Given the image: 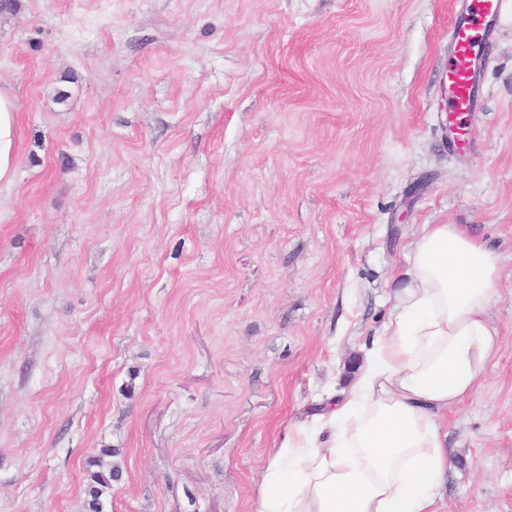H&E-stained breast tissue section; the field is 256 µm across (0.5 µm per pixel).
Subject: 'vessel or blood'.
<instances>
[{
    "mask_svg": "<svg viewBox=\"0 0 512 512\" xmlns=\"http://www.w3.org/2000/svg\"><path fill=\"white\" fill-rule=\"evenodd\" d=\"M504 0H471L469 19L456 22L451 36V49L456 59L448 72V112L461 118L473 105L475 71L470 60L476 59L489 42L490 26Z\"/></svg>",
    "mask_w": 512,
    "mask_h": 512,
    "instance_id": "obj_1",
    "label": "vessel or blood"
}]
</instances>
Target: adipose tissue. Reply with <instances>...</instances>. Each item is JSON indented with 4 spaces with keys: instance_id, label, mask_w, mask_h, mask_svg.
Listing matches in <instances>:
<instances>
[{
    "instance_id": "obj_1",
    "label": "adipose tissue",
    "mask_w": 512,
    "mask_h": 512,
    "mask_svg": "<svg viewBox=\"0 0 512 512\" xmlns=\"http://www.w3.org/2000/svg\"><path fill=\"white\" fill-rule=\"evenodd\" d=\"M17 106L0 93V181L11 180ZM390 318L354 384L289 424L252 512H439L452 454L441 420L472 396L500 348L488 310L499 257L457 224H424Z\"/></svg>"
}]
</instances>
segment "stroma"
Returning a JSON list of instances; mask_svg holds the SVG:
<instances>
[{"instance_id":"35a3bbf8","label":"stroma","mask_w":512,"mask_h":512,"mask_svg":"<svg viewBox=\"0 0 512 512\" xmlns=\"http://www.w3.org/2000/svg\"><path fill=\"white\" fill-rule=\"evenodd\" d=\"M463 0H21L0 182V512H251L268 453L344 390L420 225L500 259L497 357L444 421L441 512H512V0L465 144ZM66 91L57 102V91ZM17 106L0 93V181H10L14 172L17 138ZM112 449H103L102 456L92 460L91 466L97 470L89 471V483L87 488L88 508L90 512H103L102 497L108 489L112 487V481L118 480L119 470L112 464V461H106L105 457L112 458Z\"/></svg>"}]
</instances>
